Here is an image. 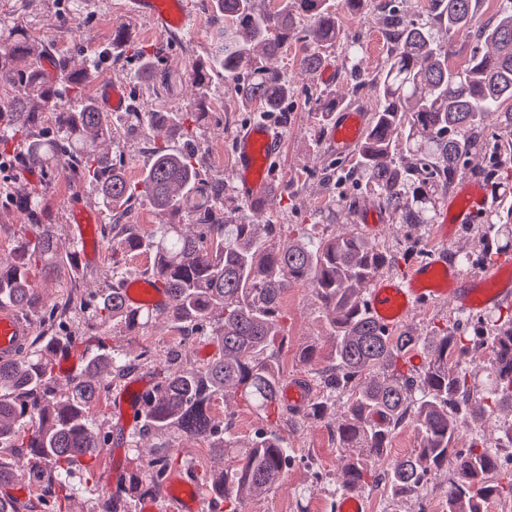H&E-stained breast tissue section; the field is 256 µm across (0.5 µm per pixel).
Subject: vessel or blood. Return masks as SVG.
<instances>
[{
  "mask_svg": "<svg viewBox=\"0 0 512 512\" xmlns=\"http://www.w3.org/2000/svg\"><path fill=\"white\" fill-rule=\"evenodd\" d=\"M131 11L148 20L154 31L166 33L171 29H187L191 20L175 6L173 0H131ZM99 101L103 110L118 114L124 111L126 96L121 84L102 85ZM364 114L351 109L339 110L331 129L329 141L336 150L346 152L359 145L366 130ZM281 134L273 126L256 122L241 131L236 139L232 176L241 200L255 210L264 209L270 192L265 176L269 158L280 150ZM489 203L485 186L477 181L462 180L447 210L449 218L440 225V235H447L451 226L468 224ZM512 261L503 259L488 268L479 277L461 278L455 265L449 263L446 252H439L431 261L413 267L407 278L394 281L383 276L374 277L367 290V312L382 326L393 327L425 301L445 298L461 311H472L474 306L484 308L500 305L512 298V277L508 269ZM163 308L169 303L164 289L144 291L136 284L126 289V303L130 310H139L143 301ZM30 332L28 323L14 310L0 308V358L13 357ZM172 500L167 508H158L153 500H145L142 512H202V502L183 474L169 476Z\"/></svg>",
  "mask_w": 512,
  "mask_h": 512,
  "instance_id": "vessel-or-blood-1",
  "label": "vessel or blood"
}]
</instances>
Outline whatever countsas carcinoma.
Returning a JSON list of instances; mask_svg holds the SVG:
<instances>
[{"mask_svg": "<svg viewBox=\"0 0 512 512\" xmlns=\"http://www.w3.org/2000/svg\"><path fill=\"white\" fill-rule=\"evenodd\" d=\"M269 9L262 0H214L224 15V51L195 66L197 84L213 72L242 80L246 102L262 113L281 110L292 92L288 77L271 61L295 37L299 16L310 20L307 43L299 59L305 74L323 63L322 48L335 44L340 25L329 0H278ZM436 15L427 24L386 3L385 27L393 30L384 68L371 76L362 68L360 39L346 42L347 91L315 102L325 116L367 87L376 91L378 108L355 164L336 155L326 166V181L345 180L356 190L336 198V206L353 211L358 193L375 196L396 224L419 228L437 224L441 200L464 177L479 178L490 187L491 205L479 213L485 228L481 260L491 262L512 252V0H500L495 16L478 15L480 0H434ZM8 50L0 48V88L13 93L12 106L0 110V159L8 160L9 181L0 193L24 215L31 235L20 238L7 258H0V305L18 312L40 304L30 284V271L46 275L71 272L74 289L44 309L42 326L57 339L34 337L12 360H0V512H68L77 494L75 465L95 461L108 447L91 412L102 391L127 377L137 364L153 366L154 388L141 395L137 427L129 436L134 451L126 473L123 501L107 491L97 497V512H130L132 503L152 494L167 480L176 458L162 443L145 459L141 440L180 436L222 449L231 464L200 475L186 470L195 489L211 501L212 512H239L241 501L267 495L280 486L294 449L280 428L285 411L303 421L329 415L336 396H346V410L335 423L342 488L365 489L383 483L392 499L418 498L431 480L453 466L456 477L446 490L448 512H486L493 498H512V475H499L497 452L473 441L457 442L477 414L493 415L497 390L481 396L467 355L490 353L494 381L512 380V312L498 313L490 332L433 327L425 335L398 336L365 312L363 292L380 269L397 266L368 238L350 231L316 237L301 224H261L244 210H224V189L210 190L200 201L193 192L199 181L195 155L166 145L153 148L139 184L127 180L101 145L111 136V122L85 95L87 83L107 60L103 54L79 64L59 54L58 76L79 99L72 109L48 119L57 81L41 67L46 52L24 31H13ZM466 47L462 65L449 64L458 44ZM138 77L159 73L145 50ZM498 113L503 121L490 129L486 120ZM193 113L148 112L147 126L183 143L193 141ZM44 178L54 173L69 182L96 186L102 204L121 214L136 195H143L167 219L157 230L142 233L134 224H98V239L112 248L115 284L104 293L83 289L77 266L79 244L65 246L56 233L42 190L25 173L34 167ZM190 206L195 211L191 234L172 216ZM132 251L153 256L148 279L165 289L166 308L125 305L128 280L123 257ZM309 289L325 338L328 364L313 369L321 395L302 411L280 395L281 354L288 349L281 310L290 288ZM85 313L91 334L67 333L73 313ZM119 319L127 330L139 331L159 320L191 326V333L218 343V352L203 363L186 361L176 351L158 358L145 349L130 357L109 350L102 326ZM84 344V369L60 383L52 363L53 348L73 350ZM421 352L418 369L407 367L412 352ZM239 397L276 422L242 439L232 432L229 417L211 414L217 401ZM405 426L417 432V448L392 460L378 472L392 434ZM41 483L51 500L26 492H4L17 478V463Z\"/></svg>", "mask_w": 512, "mask_h": 512, "instance_id": "carcinoma-1", "label": "carcinoma"}]
</instances>
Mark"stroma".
I'll return each mask as SVG.
<instances>
[{"mask_svg":"<svg viewBox=\"0 0 512 512\" xmlns=\"http://www.w3.org/2000/svg\"><path fill=\"white\" fill-rule=\"evenodd\" d=\"M184 11L198 24L196 36L155 34L147 20L136 19L129 13V0H0V30L23 29L30 37L41 41L52 52H66L74 60L108 53L106 64L100 68L96 80L88 87L90 95H97L100 84L118 82L126 88L128 102L138 104L144 112H195L196 157L205 177L230 180L236 136L242 128L245 111L240 105L242 88L238 81L221 75L211 76L203 85L193 83L192 65L215 53L216 30L224 25L213 0H180ZM384 0H365L360 11L351 14L337 8L343 41L324 51L325 61L335 72L334 79L322 75H303L297 62L304 48L303 41L291 39L283 48L277 66L292 78L295 88L290 95L296 109L290 122L281 131L282 145L274 164V179L288 182L298 192L289 198L278 199L263 214L271 224H307L315 236L339 234L354 230L393 255H401L408 245L421 241L428 249L440 248L435 229L425 234L409 232L406 225L392 223L387 212L378 209L376 201L364 198L361 208L375 209L377 228H369L359 218L340 216L332 202L328 188L312 174V167L322 165L332 152L328 141V124L319 120L313 109V96L336 92L342 79L340 72L344 56V40L360 38L364 47V67L375 73L386 61L384 27L380 22V6ZM74 16V36L62 34L59 23L64 13ZM123 27L132 43L131 48L114 46L112 31ZM147 47L157 55L164 75L162 83L153 86L139 84L137 73L141 59L134 54V46ZM112 137L107 148L114 160L120 161L129 181H139L147 167L154 147L152 137L134 127L126 114L112 116ZM80 197L91 209L99 223L112 221L111 213L103 206L96 187L70 184L64 177H56L44 187V203L54 215L62 241H79L82 233L69 221V203ZM282 307L288 315L287 329L290 348L282 355L280 365L285 380L305 377L308 367L297 355L298 345L317 341L326 346L324 329L315 310L311 292L304 287L288 289L282 298ZM481 314L455 310L448 300L433 298L420 305L406 321L393 326V333L406 330L425 333L434 325L477 324ZM110 346L136 354L151 350L165 356L176 349L190 360L205 361L217 350V343L182 336L178 327L164 322L130 333L120 323L105 328ZM155 383L152 368L138 367L127 379L103 393L92 416L104 430H112L120 418L112 405V398L120 392L144 390ZM288 441L295 450V460L288 470L289 491H275L241 504V512H335L343 490L339 486L338 458L334 436L324 422H306L290 429ZM128 447L102 455L94 470L93 486L80 490L72 503L74 512H95L96 484L105 483L113 469H128Z\"/></svg>","mask_w":512,"mask_h":512,"instance_id":"1","label":"stroma"}]
</instances>
